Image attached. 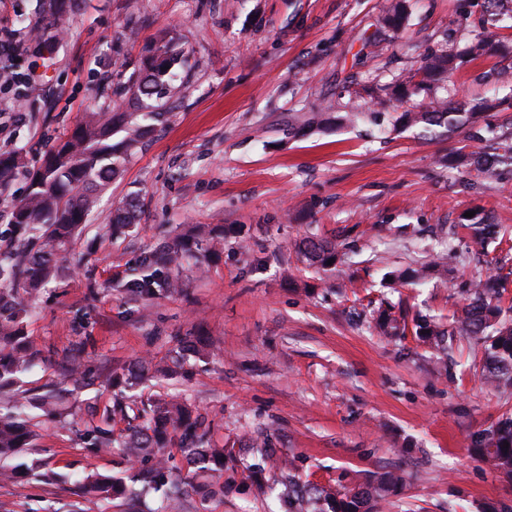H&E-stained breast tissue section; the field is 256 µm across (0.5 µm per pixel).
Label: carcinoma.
Instances as JSON below:
<instances>
[{
    "instance_id": "obj_1",
    "label": "carcinoma",
    "mask_w": 512,
    "mask_h": 512,
    "mask_svg": "<svg viewBox=\"0 0 512 512\" xmlns=\"http://www.w3.org/2000/svg\"><path fill=\"white\" fill-rule=\"evenodd\" d=\"M70 10L68 0H54L50 27L61 33L60 25ZM180 52L166 40L153 47V54L142 62L132 83L133 97L126 107L136 106L143 99H161L170 88L171 68ZM452 70V59L446 54L431 53L423 58L422 72L428 77ZM162 112H114L107 107L101 112H88L67 140L48 149L37 169L29 173L24 199L10 214V224L19 239L17 247L0 256V457L20 454L34 447L35 433L29 428L28 410L35 406L59 424L65 423L55 388L49 386L40 395L29 396L18 389L21 378L38 358V352L27 336L24 318L25 302L33 300L41 287L52 279H62L69 268L61 264L62 254L72 244L94 207L97 195L120 171L143 137L149 122L159 121ZM482 112H456L448 100H436L431 108L411 106L403 113L408 124L425 123L445 126L448 133L480 123ZM123 137L115 141V131ZM500 152L483 153L475 164L484 173H491L500 164L512 163V145L501 142ZM19 167L14 154L0 153V190L9 186ZM135 205L126 201L118 206L113 224L133 223ZM473 241L481 246L496 240L498 225L490 218H481L464 225ZM224 241V225L193 224L187 231L148 253L139 260L138 272L130 275L123 288L132 296L153 297L175 295L183 288L181 270L188 259H206L207 253ZM308 254L313 264L324 269L336 262V250L327 245L309 242ZM452 268L448 258L440 255L422 274L432 273L448 278ZM501 285L481 276L471 282V298L454 317L452 331L468 336L484 345L482 378L496 390H512V319L503 317L495 304L501 296ZM378 328L386 337L413 333L434 349L437 362L446 357L445 327L432 315L416 312L411 316L392 314L384 309ZM91 448L100 453L120 452L123 456L146 465L141 471L139 496L162 492L165 506L171 512L181 504V490L173 479L170 466L175 453L194 459L195 477L201 479L204 497L214 499L221 488L212 481L213 474L224 471V456L232 449L211 446L209 431L200 414L184 401L158 397L146 412L145 420L133 433L117 439L112 433L109 416L86 431ZM509 447H504V444ZM476 455L507 481L512 482V416L500 419L485 430L476 442ZM399 472H387L350 487L320 488L316 496L288 493L289 512H312L321 499L331 505V512H381L387 493L403 484ZM85 494L110 500L125 492L122 482L110 475H90L84 483Z\"/></svg>"
}]
</instances>
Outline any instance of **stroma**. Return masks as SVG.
Returning <instances> with one entry per match:
<instances>
[{"label":"stroma","mask_w":512,"mask_h":512,"mask_svg":"<svg viewBox=\"0 0 512 512\" xmlns=\"http://www.w3.org/2000/svg\"><path fill=\"white\" fill-rule=\"evenodd\" d=\"M50 0H0V34L19 51L0 69V153L22 172L0 191V252L26 170L67 139L84 113L129 98V80L164 34L182 49L164 113L101 193L68 256L80 267L30 302L39 352L25 388L61 381L72 355L87 380L69 397L67 426L39 424L26 468L0 483V512H159L161 501L83 496L109 474L134 486L138 465L97 455L84 433L104 409L121 433L157 395L197 408L214 445L232 447L213 512H285L288 481L336 486L399 469L384 512H502L512 483L472 453L512 415V396L479 376L481 344L458 338L447 363L415 336H380L379 307L451 323L473 276L496 275L512 305V167L479 175L455 165L512 126V101L470 130L401 122L392 82H419L422 57L457 50L442 86L465 109L512 94V17L481 24L487 0H405L401 35L387 0H77L71 32L50 55L30 30ZM477 38L495 52L463 55ZM136 199L135 224L112 233L115 207ZM491 215L502 242L480 247L461 222ZM191 224H220L224 245L204 271L187 265L181 293L134 298L122 285L143 253ZM336 245L329 270L311 267L305 238ZM454 257L448 280L400 279L433 256ZM142 360L179 362L107 389V373ZM267 448H258L259 440Z\"/></svg>","instance_id":"stroma-1"}]
</instances>
